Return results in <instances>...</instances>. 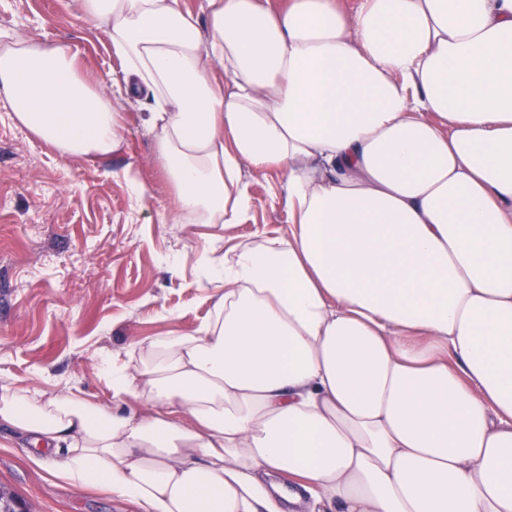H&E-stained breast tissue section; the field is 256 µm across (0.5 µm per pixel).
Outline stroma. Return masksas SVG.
Masks as SVG:
<instances>
[{
    "label": "stroma",
    "instance_id": "obj_1",
    "mask_svg": "<svg viewBox=\"0 0 512 512\" xmlns=\"http://www.w3.org/2000/svg\"><path fill=\"white\" fill-rule=\"evenodd\" d=\"M1 29L71 47L92 80L119 68L106 27L83 21L77 0H0ZM113 100L126 134L105 159L61 155L0 108V387L71 389L111 403L103 354L124 358L131 341L188 335L208 317L213 288L195 264L199 251L221 254L288 232L283 172L258 175L247 165L243 223H164L172 189L140 125L146 103L118 93ZM132 177L148 186V200L132 196ZM29 449L0 433V484L35 512H135L55 480L28 461Z\"/></svg>",
    "mask_w": 512,
    "mask_h": 512
}]
</instances>
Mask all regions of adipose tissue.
I'll use <instances>...</instances> for the list:
<instances>
[{
    "label": "adipose tissue",
    "instance_id": "obj_1",
    "mask_svg": "<svg viewBox=\"0 0 512 512\" xmlns=\"http://www.w3.org/2000/svg\"><path fill=\"white\" fill-rule=\"evenodd\" d=\"M108 27L174 191L241 223L285 172L290 229L203 250L188 336L80 394L0 390L49 473L138 512H512V0H78ZM0 107L67 156L125 127L69 47L0 30Z\"/></svg>",
    "mask_w": 512,
    "mask_h": 512
}]
</instances>
